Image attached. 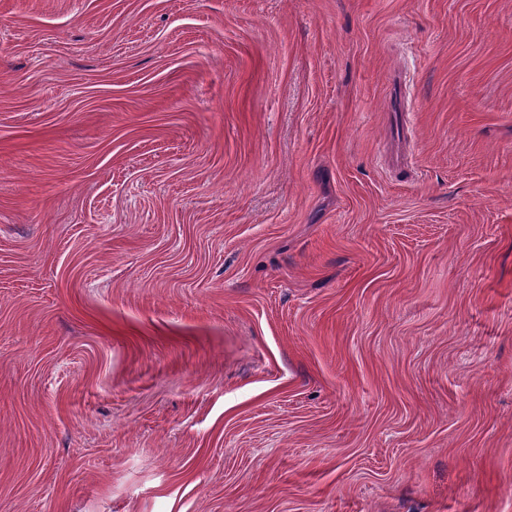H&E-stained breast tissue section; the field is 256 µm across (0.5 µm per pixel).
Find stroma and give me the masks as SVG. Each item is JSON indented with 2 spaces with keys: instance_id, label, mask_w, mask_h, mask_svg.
<instances>
[{
  "instance_id": "1",
  "label": "stroma",
  "mask_w": 512,
  "mask_h": 512,
  "mask_svg": "<svg viewBox=\"0 0 512 512\" xmlns=\"http://www.w3.org/2000/svg\"><path fill=\"white\" fill-rule=\"evenodd\" d=\"M0 512H512V0H0Z\"/></svg>"
}]
</instances>
